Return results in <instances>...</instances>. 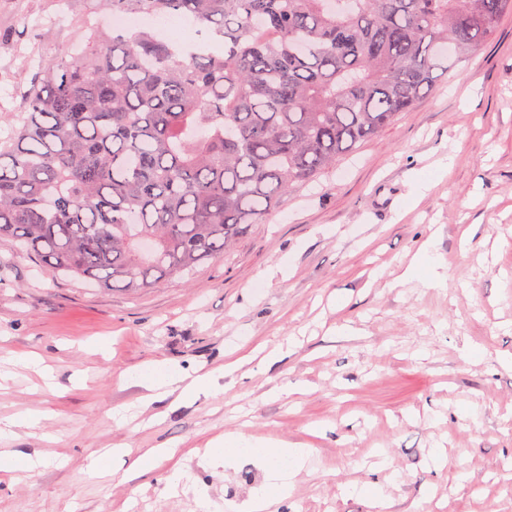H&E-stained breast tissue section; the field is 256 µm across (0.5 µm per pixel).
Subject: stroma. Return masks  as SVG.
Masks as SVG:
<instances>
[{"mask_svg": "<svg viewBox=\"0 0 512 512\" xmlns=\"http://www.w3.org/2000/svg\"><path fill=\"white\" fill-rule=\"evenodd\" d=\"M111 17L106 0H0L1 143L42 57H79L91 28L112 35ZM429 239L446 284L424 270L392 287ZM274 348L284 357L271 364ZM26 353L53 377L11 366L0 418L41 423L0 447L40 464L0 474V512H196L166 486L176 468L223 512H249L260 456L200 465L234 434L310 449L277 512H379L372 485L389 512H512L499 476L512 468V15L413 111L191 278L102 288L0 242V358ZM245 353L217 390L177 405H144L134 380L161 361L191 373ZM111 448L110 470H95ZM151 448L174 455L133 475Z\"/></svg>", "mask_w": 512, "mask_h": 512, "instance_id": "35a3bbf8", "label": "stroma"}]
</instances>
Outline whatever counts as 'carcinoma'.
Here are the masks:
<instances>
[{"label":"carcinoma","mask_w":512,"mask_h":512,"mask_svg":"<svg viewBox=\"0 0 512 512\" xmlns=\"http://www.w3.org/2000/svg\"><path fill=\"white\" fill-rule=\"evenodd\" d=\"M111 2L202 31L218 21L224 46L197 53L135 31L41 61L0 148V240L128 291L224 257L512 13V0Z\"/></svg>","instance_id":"carcinoma-1"}]
</instances>
